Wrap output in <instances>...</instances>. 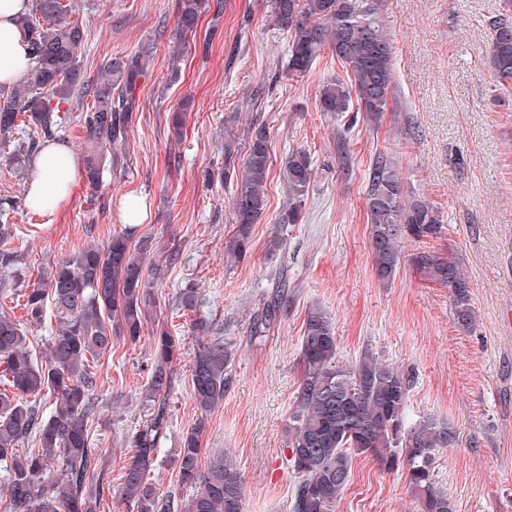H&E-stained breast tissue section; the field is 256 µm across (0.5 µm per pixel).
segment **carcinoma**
Segmentation results:
<instances>
[{
	"label": "carcinoma",
	"instance_id": "obj_1",
	"mask_svg": "<svg viewBox=\"0 0 512 512\" xmlns=\"http://www.w3.org/2000/svg\"><path fill=\"white\" fill-rule=\"evenodd\" d=\"M489 17L490 69L496 86L512 90V0ZM74 0H36L19 27L27 41L32 68L20 89H0V148L13 168L41 143L54 136L62 118L52 104L79 92L91 104L79 121L87 132L83 176L99 189L103 161L112 147L126 140L129 120L139 110L137 83L147 77L158 42L143 41L134 51L108 60L104 75L90 87L80 82L79 57L83 26L75 20ZM384 0H269V25L286 32L288 76L305 75L325 49H330L350 82H327L319 88L318 109L347 112L351 103L369 121H378L395 99L393 47L386 27ZM209 0H178L172 34L181 47L195 31ZM27 129V140H14ZM236 136L224 135V183L232 184L235 228L224 242V256L245 258L252 230L268 208L266 184L273 165L269 129L251 123L241 172L235 164ZM280 173L290 202L279 223H298L302 202L314 176L310 154L295 149L282 161ZM22 198H0V243L12 235L10 218L23 209ZM369 242L377 278L388 283L400 265L404 239L442 238L443 220L433 203L405 186L396 159L388 151L372 156L365 187ZM152 243H132L127 232H114L99 245L88 243L48 265L33 287L22 294L26 320L40 325L47 314L57 322L46 359H34L20 324L0 311V379L10 393L0 392V462L9 463L4 492L9 512H97L100 486L90 478L99 464L89 447V423L97 413L96 377L89 358L112 349V337L131 342L154 301L151 281L163 269L147 261ZM411 264L422 277L450 290L456 323L465 331L476 325L469 281L453 256L420 251ZM286 283L279 284L256 314L250 338H260L278 317ZM180 342L167 330L153 337L154 362L142 396L148 418L125 439L135 449L121 475V496L130 512H243L244 480L229 451L204 456L201 437L210 411L232 386L231 365L236 344L214 336L194 350L190 361L192 395L199 411L194 425L180 439L176 466L180 481L202 483L201 491L183 500L161 494L148 478L155 452L169 423L167 397L176 378L174 361ZM335 326L330 315L314 306L307 312L300 339L301 377L298 404L289 417L288 463L297 477L292 512H331L348 485L353 459L372 456L381 468L406 474L421 512H455L437 481L435 458L451 448L456 435L449 423L431 415L410 422L405 416L410 373L365 350L351 363L336 359ZM56 398L52 415L44 417L37 398ZM30 440L37 450L19 452Z\"/></svg>",
	"mask_w": 512,
	"mask_h": 512
}]
</instances>
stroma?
Wrapping results in <instances>:
<instances>
[{
	"label": "stroma",
	"instance_id": "35a3bbf8",
	"mask_svg": "<svg viewBox=\"0 0 512 512\" xmlns=\"http://www.w3.org/2000/svg\"><path fill=\"white\" fill-rule=\"evenodd\" d=\"M86 33L82 80L97 82L107 59L158 38V52L137 95L126 143L104 165V185L74 181L71 197L52 214H18L8 251L19 257L0 268L11 297L0 309L24 318L19 283L88 241L106 243L123 230L121 198L134 191L151 204L134 240H172L175 257L156 254L165 274L155 287L157 316L137 342L112 339L91 369L97 376V416L89 445L102 460L100 512H128L120 475L132 454L124 439L145 419L142 392L163 326L181 343L177 378L168 396L169 427L150 477L159 492L191 498L173 456L198 411L189 363L201 333L233 338V385L208 416L204 454L230 450L244 478V512H290L296 481L288 465V419L298 400L299 343L311 306L334 322L337 357L351 362L372 349L411 370L408 420L431 414L448 421L454 447L436 456L437 479L456 512H512V92L495 88L489 68L487 17L503 0H386L394 52L396 102L379 124L354 113L318 109L324 82L345 79L331 51H322L300 78L286 72L288 37L269 26L268 0H219L220 18L205 15L189 38L182 78L167 84L168 35L178 0H77ZM186 105L182 139L169 111ZM237 137L253 122L269 128L275 164L267 182L268 209L255 224L241 262L224 260L235 221L224 185V124ZM306 150L316 171L302 221L279 217L288 189L279 164ZM394 153L410 191L439 209L442 238L401 244V267L378 280L370 257L364 203L366 173L379 151ZM453 253L470 278L477 313L473 331L458 328L447 288L425 281L410 264L414 253ZM286 278L288 298L266 335L249 336L252 319ZM198 292L195 308L178 305L181 288ZM331 512H419L403 472L382 470L373 457L353 461L351 479Z\"/></svg>",
	"mask_w": 512,
	"mask_h": 512
}]
</instances>
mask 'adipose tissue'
Returning <instances> with one entry per match:
<instances>
[{"label": "adipose tissue", "instance_id": "1", "mask_svg": "<svg viewBox=\"0 0 512 512\" xmlns=\"http://www.w3.org/2000/svg\"><path fill=\"white\" fill-rule=\"evenodd\" d=\"M28 8L29 0H0V85L5 87L24 81L31 68L27 42L17 23ZM78 166L66 144L47 143L27 168L29 201L41 212H56L71 196Z\"/></svg>", "mask_w": 512, "mask_h": 512}]
</instances>
